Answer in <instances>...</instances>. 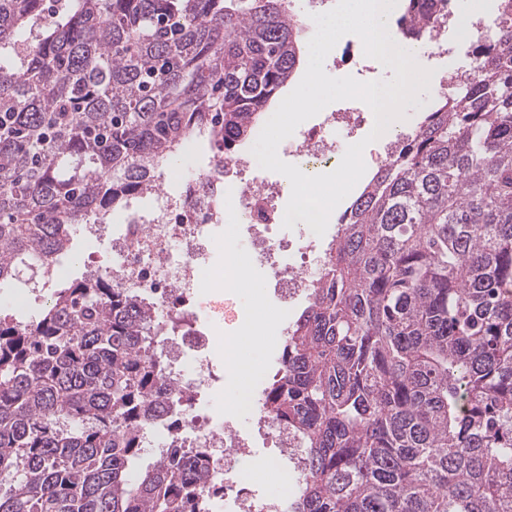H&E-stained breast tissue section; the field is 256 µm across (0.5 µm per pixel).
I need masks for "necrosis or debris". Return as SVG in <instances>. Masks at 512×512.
<instances>
[{"instance_id":"necrosis-or-debris-1","label":"necrosis or debris","mask_w":512,"mask_h":512,"mask_svg":"<svg viewBox=\"0 0 512 512\" xmlns=\"http://www.w3.org/2000/svg\"><path fill=\"white\" fill-rule=\"evenodd\" d=\"M375 117L363 102L324 113L320 122L295 130L282 146L283 154L297 166L311 171L319 164L335 162L339 150L333 131L356 141L359 131L373 129ZM291 187L283 180L259 177L249 154L232 153L211 160L178 191L152 190L149 211L129 206L124 232L113 238L112 251L119 259L112 281L121 288L149 295L164 314L177 315L181 327L165 336L162 350L169 360V390L187 393L209 385L213 373L206 353L214 343L224 347V391L232 393L239 377L240 336L214 338L199 329L198 309L208 297L215 272L224 275V318L238 313L233 298L240 289L235 279L239 265L269 267L280 302H290L305 292L311 277L325 259L321 237L304 222L292 235L279 236L284 208L280 200ZM221 236H214V228ZM220 250L221 264H212L213 250ZM248 414V427L237 419ZM263 437L278 448L282 459L297 454L299 444L278 426L262 407L250 399L246 407L232 404L215 409L190 404L173 427H152L146 435L148 448L163 458L175 448H206L219 459L210 470L209 505L224 502L228 512H282L280 501L258 497L240 475L239 461L249 456L254 437Z\"/></svg>"}]
</instances>
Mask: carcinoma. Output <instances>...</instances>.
Returning a JSON list of instances; mask_svg holds the SVG:
<instances>
[{
    "mask_svg": "<svg viewBox=\"0 0 512 512\" xmlns=\"http://www.w3.org/2000/svg\"><path fill=\"white\" fill-rule=\"evenodd\" d=\"M0 0V284L246 141L301 60L290 0ZM429 33L439 0H408ZM340 217L262 400L303 449L284 512H512V28ZM178 326L112 277L0 319V512H205L208 451L131 478Z\"/></svg>",
    "mask_w": 512,
    "mask_h": 512,
    "instance_id": "obj_1",
    "label": "carcinoma"
}]
</instances>
